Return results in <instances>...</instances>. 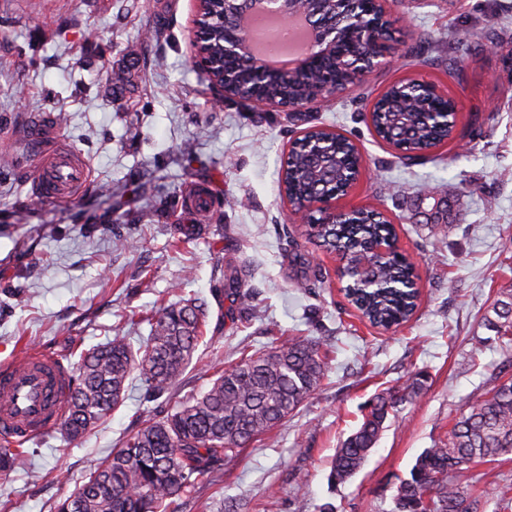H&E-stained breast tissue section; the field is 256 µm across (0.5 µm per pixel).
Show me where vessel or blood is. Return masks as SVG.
<instances>
[{"instance_id":"obj_1","label":"vessel or blood","mask_w":512,"mask_h":512,"mask_svg":"<svg viewBox=\"0 0 512 512\" xmlns=\"http://www.w3.org/2000/svg\"><path fill=\"white\" fill-rule=\"evenodd\" d=\"M49 129L34 119L23 137L37 160L36 191L62 201L86 183L83 163L66 148L48 154ZM70 371L61 357L30 351L0 364V440L18 447L40 440L59 428L69 394Z\"/></svg>"}]
</instances>
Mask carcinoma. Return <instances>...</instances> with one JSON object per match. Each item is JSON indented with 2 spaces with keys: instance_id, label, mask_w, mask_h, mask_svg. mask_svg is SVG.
<instances>
[{
  "instance_id": "carcinoma-1",
  "label": "carcinoma",
  "mask_w": 512,
  "mask_h": 512,
  "mask_svg": "<svg viewBox=\"0 0 512 512\" xmlns=\"http://www.w3.org/2000/svg\"><path fill=\"white\" fill-rule=\"evenodd\" d=\"M208 19L200 45L213 64V77L224 90L243 97L274 94L290 102L327 98L325 85L342 91L354 84L351 65L326 72L313 70L293 76L264 78L248 66L224 61V0H208ZM355 35H368L380 23L379 37L390 42V25L381 20L373 0L354 2ZM451 97L436 84L425 88L399 81L376 98L372 121L377 135L401 150L405 165L421 162L427 150L457 136V124L445 127L433 112ZM362 155L335 128L315 127L295 140L281 174V188L291 200L319 201L341 192L349 171ZM308 240L326 252L341 251L354 266L373 258L374 243L397 240L395 225L368 210L353 224H309ZM372 285L347 278L346 298L373 327L389 330L408 322L418 306L413 287L414 264L393 249L377 259ZM231 300L227 315L248 306L250 295L239 288L238 272L224 275ZM208 305L199 299L163 305L149 317L150 335L135 352L123 336L84 350L74 364L62 429L78 437L104 420L123 402L126 382L137 374L156 395L169 391L191 364L204 338ZM486 316V326L499 336H512V291L504 293ZM326 363L319 344L296 339L261 352L244 350L228 366L213 373L209 388L187 396L174 412L146 419L136 434L120 442L112 454L85 474L63 496L55 512H175L174 505L195 482L235 459L240 451L278 426L321 383ZM424 389L422 374L374 394L365 404L362 423L337 449L328 481L347 482L367 461L385 423ZM512 454V377L498 381L471 402L454 420L448 436L425 449L400 481L394 512H483L494 501L512 503V490L501 487L471 497L456 481L462 470Z\"/></svg>"
}]
</instances>
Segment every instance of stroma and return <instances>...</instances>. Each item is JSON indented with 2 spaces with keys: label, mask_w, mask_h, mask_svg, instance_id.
Instances as JSON below:
<instances>
[{
  "label": "stroma",
  "mask_w": 512,
  "mask_h": 512,
  "mask_svg": "<svg viewBox=\"0 0 512 512\" xmlns=\"http://www.w3.org/2000/svg\"><path fill=\"white\" fill-rule=\"evenodd\" d=\"M398 63L306 110L302 120L256 104L224 101L191 61L192 0H0V150L34 115L49 116L92 174L66 202L35 191L34 164L16 155L0 167V362L30 347L77 361L81 350L126 337L141 347L143 314L158 298L209 306L206 336L168 394L152 398L129 379L123 403L72 440L55 430L0 476L8 512H54L86 471L145 419L163 416L239 356L307 338L328 350L320 386L276 429L229 465L198 481L177 512H393L400 479L424 449L443 440L474 397L512 377V342L485 314L512 289V0H397ZM494 33L499 51L474 49ZM137 56L123 94L107 70ZM458 78H449L448 66ZM436 83L459 103L458 137L430 160L406 166L374 135L363 113L387 85ZM327 124L352 138L365 172L336 208L372 207L396 226L416 266L413 318L383 331L342 291L339 259L301 237L279 196L278 170L302 129ZM210 186L212 210H179L192 184ZM425 184L449 205L395 197L387 184ZM195 225L190 238L181 229ZM305 253L321 288L299 287L294 252ZM237 271L249 306L226 317L220 295ZM424 392L390 419L368 460L332 486L328 462L362 421V406L413 374ZM305 491H297L298 483Z\"/></svg>",
  "instance_id": "stroma-1"
}]
</instances>
